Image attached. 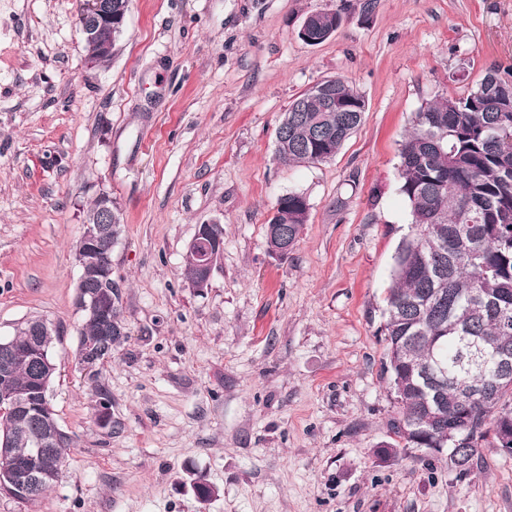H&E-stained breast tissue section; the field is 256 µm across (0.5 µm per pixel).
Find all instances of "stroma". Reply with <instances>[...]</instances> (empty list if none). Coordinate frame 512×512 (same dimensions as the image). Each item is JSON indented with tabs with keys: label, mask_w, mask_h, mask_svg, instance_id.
<instances>
[{
	"label": "stroma",
	"mask_w": 512,
	"mask_h": 512,
	"mask_svg": "<svg viewBox=\"0 0 512 512\" xmlns=\"http://www.w3.org/2000/svg\"><path fill=\"white\" fill-rule=\"evenodd\" d=\"M81 4L0 0V339L57 326L49 400L79 437L42 499L0 512H512L499 449L465 474L417 448L376 456L397 416L379 330L409 231L399 144L422 104L512 66V0H130L96 67ZM336 10L332 38L299 39ZM334 76L364 96L360 126L330 161L277 162L289 105ZM103 190L129 334L99 369L107 430L76 359L74 260ZM290 192L309 216L277 258L266 224ZM201 224L223 225L224 251L197 289L181 269Z\"/></svg>",
	"instance_id": "stroma-1"
}]
</instances>
